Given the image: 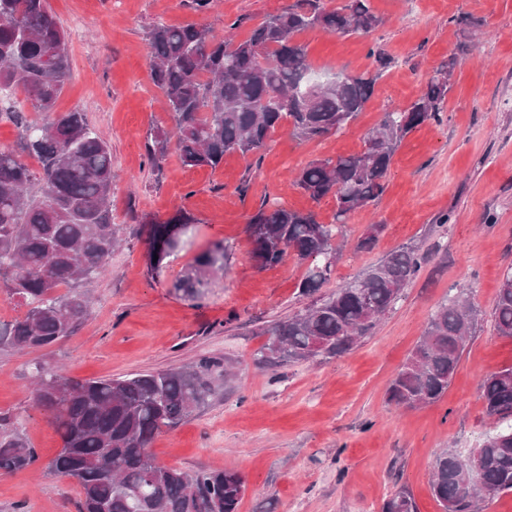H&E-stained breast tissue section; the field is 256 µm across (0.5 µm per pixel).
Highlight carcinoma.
<instances>
[{"instance_id": "cac0c4a2", "label": "carcinoma", "mask_w": 512, "mask_h": 512, "mask_svg": "<svg viewBox=\"0 0 512 512\" xmlns=\"http://www.w3.org/2000/svg\"><path fill=\"white\" fill-rule=\"evenodd\" d=\"M381 23L369 0H345L334 9L325 0H295L241 41L216 37L204 25L153 26L147 33L150 76L173 126L169 133L147 134L151 166L160 168L171 148L189 168L215 169L233 152L259 160L268 139L285 125L304 141L343 130L370 100L375 79L344 74L325 87L310 82L307 47L296 36L315 28L366 34ZM68 44L46 0H0V82L22 92L24 102L45 117L33 125L23 111L7 107L23 128L22 150L38 159V170L0 151V285L26 307L23 316L0 327V346L17 351L48 348L73 335L90 314L87 284L122 242L110 208V148L85 113L55 111L72 77ZM454 69L450 58L412 103L385 109L360 153L314 160L297 171L294 184L310 199L336 200L331 223L311 211L259 208L248 224L256 264L277 265L291 251L309 262L300 293H318L333 272L325 255L339 252L336 240L346 220L382 195L399 144L420 125L442 121ZM146 224L151 273L193 243L195 219L182 208ZM229 250L222 240L212 242L174 287L201 298L211 276L224 271ZM426 261L416 249L389 253L305 310L272 323L259 359L281 365L347 352L394 307ZM480 316L471 291L438 306L391 380L389 401L410 408L438 401ZM492 317L496 332L512 337V275L500 285ZM216 368L213 358L202 357L185 368L77 380L53 366H35L34 402L50 414L63 443L48 469L76 481L79 512H238L240 475L167 467L150 451L155 437L216 394ZM481 389L496 425L468 454L445 450L437 456L431 488L442 512H478L481 501L512 492V365L487 377ZM39 461L19 428L0 418V474L28 471ZM383 512H416V506L401 491Z\"/></svg>"}]
</instances>
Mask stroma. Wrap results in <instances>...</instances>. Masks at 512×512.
<instances>
[{
	"label": "stroma",
	"mask_w": 512,
	"mask_h": 512,
	"mask_svg": "<svg viewBox=\"0 0 512 512\" xmlns=\"http://www.w3.org/2000/svg\"><path fill=\"white\" fill-rule=\"evenodd\" d=\"M294 0H215L198 12L193 0H47L69 33L73 74L60 112H85L112 151L115 223L126 238L89 285L93 305L73 336L36 351L0 349V415L17 423L41 467L0 476V512H79L74 480L47 471L62 447L50 418L35 407L34 362L63 366L76 379L116 378L179 368L209 356L236 375L176 429L151 445L165 466L239 473L246 490L238 512H383L407 490L417 512H441L431 490L434 461L453 448L468 452L491 428L483 380L512 365V338L497 334L493 301L512 271V0H370L383 23L367 34H301L315 72L375 77L374 93L342 132L303 142L280 128L261 162L233 153L216 169L189 168L169 151L160 169L147 158L149 127L171 122L148 69L147 32L157 23L199 24L216 36L239 23L247 37L263 17ZM392 63L378 71L370 49ZM457 62L442 124L427 123L397 148L383 195L351 215L341 257L325 292L413 248L428 257L395 308L372 333L337 357L268 367L255 351L265 328L310 305L294 259L259 268L246 224L261 205L315 211L331 222L332 198L313 202L293 183L297 169L327 157L359 153L365 135L390 106H405L448 58ZM247 193H239L240 184ZM186 209L197 221L190 252L148 273L149 215L164 220ZM375 246L358 250L370 225ZM216 240L231 254L203 299L174 281L196 253ZM470 289L481 318L445 395L405 409L388 401L390 382L419 341L428 318L450 293Z\"/></svg>",
	"instance_id": "stroma-1"
}]
</instances>
